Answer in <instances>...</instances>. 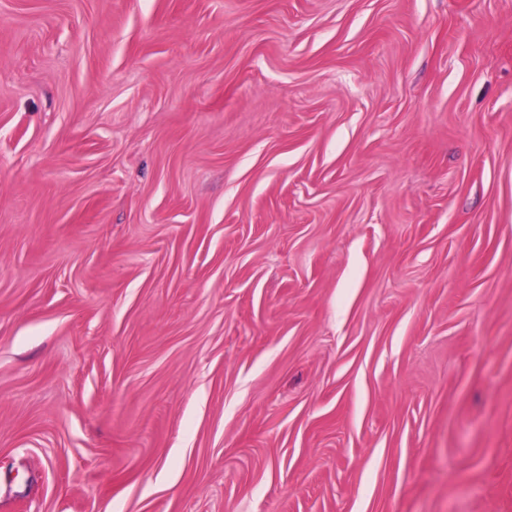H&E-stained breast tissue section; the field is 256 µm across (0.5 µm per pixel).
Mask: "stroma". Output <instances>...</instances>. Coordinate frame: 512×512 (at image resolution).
Returning <instances> with one entry per match:
<instances>
[{
    "label": "stroma",
    "instance_id": "1",
    "mask_svg": "<svg viewBox=\"0 0 512 512\" xmlns=\"http://www.w3.org/2000/svg\"><path fill=\"white\" fill-rule=\"evenodd\" d=\"M0 512H512V0H0Z\"/></svg>",
    "mask_w": 512,
    "mask_h": 512
}]
</instances>
